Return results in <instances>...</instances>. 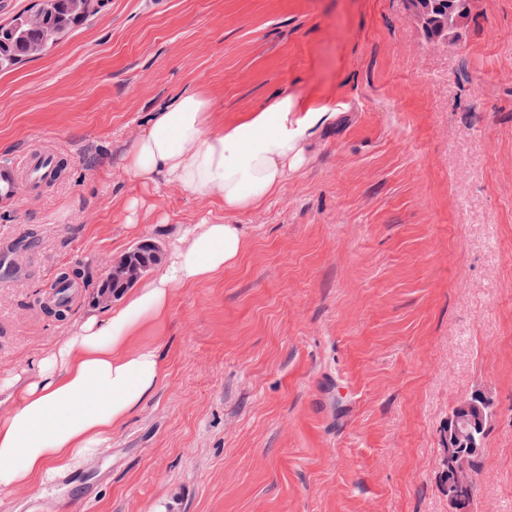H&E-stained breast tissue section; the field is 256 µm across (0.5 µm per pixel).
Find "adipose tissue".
Wrapping results in <instances>:
<instances>
[{"label": "adipose tissue", "mask_w": 512, "mask_h": 512, "mask_svg": "<svg viewBox=\"0 0 512 512\" xmlns=\"http://www.w3.org/2000/svg\"><path fill=\"white\" fill-rule=\"evenodd\" d=\"M213 108L204 91L187 89L149 113L123 150L125 170L143 186L173 183L192 199L219 196L225 212H244L281 189L314 129L331 118L287 92L228 126ZM243 248L239 225H187L162 271L122 305L74 319L66 336L1 379L16 404L0 417V488L44 483L105 446L162 376L157 351L135 347L136 336L167 313L177 289L234 265Z\"/></svg>", "instance_id": "ef3b65f1"}]
</instances>
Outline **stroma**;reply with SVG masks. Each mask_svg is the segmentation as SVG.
Instances as JSON below:
<instances>
[{"label":"stroma","instance_id":"1","mask_svg":"<svg viewBox=\"0 0 512 512\" xmlns=\"http://www.w3.org/2000/svg\"><path fill=\"white\" fill-rule=\"evenodd\" d=\"M432 37L408 0H109L0 72V157L39 144L63 177L0 203V376L66 335L47 276L180 227L240 225L239 261L178 289L136 345L154 394L106 447L0 512H448V416L492 395L472 512H512V0H465ZM189 87L231 125L280 92L335 120L263 205L228 215L129 175L123 147ZM143 199L135 223L125 205Z\"/></svg>","mask_w":512,"mask_h":512}]
</instances>
